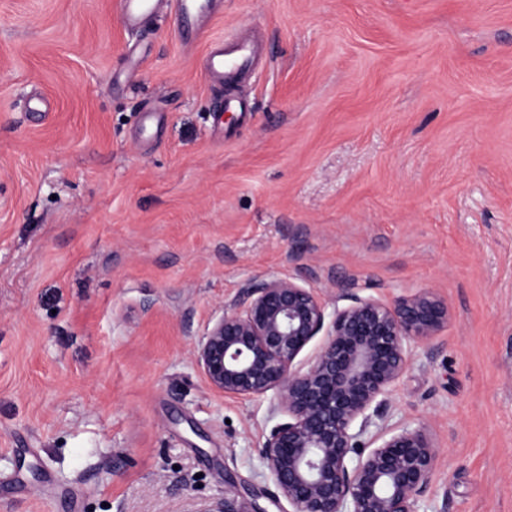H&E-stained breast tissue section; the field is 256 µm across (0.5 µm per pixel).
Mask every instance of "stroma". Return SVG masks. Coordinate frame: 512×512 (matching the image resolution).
<instances>
[{"label": "stroma", "instance_id": "1", "mask_svg": "<svg viewBox=\"0 0 512 512\" xmlns=\"http://www.w3.org/2000/svg\"><path fill=\"white\" fill-rule=\"evenodd\" d=\"M260 52L246 112L203 72ZM158 126L142 123L146 111ZM279 277L448 308L388 426L439 448L419 512H512V0H0V512H200L272 486L270 397L193 351ZM119 19L127 27L140 24L155 16L163 7L171 8L180 22L185 20L194 26L195 19L207 17L213 6V0H117ZM258 54L254 40L237 38L223 42L208 53L205 75L212 83L234 82L246 76L252 69Z\"/></svg>", "mask_w": 512, "mask_h": 512}]
</instances>
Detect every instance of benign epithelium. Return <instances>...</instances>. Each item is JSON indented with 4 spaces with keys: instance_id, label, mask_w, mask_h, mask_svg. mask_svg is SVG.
<instances>
[{
    "instance_id": "benign-epithelium-1",
    "label": "benign epithelium",
    "mask_w": 512,
    "mask_h": 512,
    "mask_svg": "<svg viewBox=\"0 0 512 512\" xmlns=\"http://www.w3.org/2000/svg\"><path fill=\"white\" fill-rule=\"evenodd\" d=\"M194 350L211 387L229 395L273 394L283 416L258 443L276 491L292 512H417L435 471L437 447L423 427L368 436L384 421L411 356L448 324V309L427 291L385 304L345 290L327 311L313 289L271 278L242 289ZM318 336L315 354L298 357ZM224 498L205 512H265L258 494Z\"/></svg>"
}]
</instances>
